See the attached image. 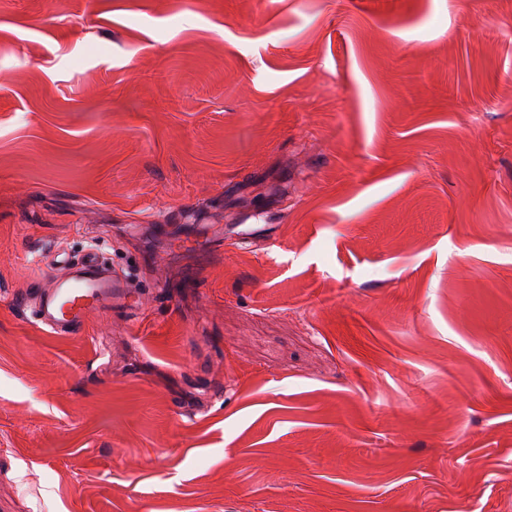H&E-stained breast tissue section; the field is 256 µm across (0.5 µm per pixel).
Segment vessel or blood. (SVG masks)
<instances>
[{
	"label": "vessel or blood",
	"mask_w": 512,
	"mask_h": 512,
	"mask_svg": "<svg viewBox=\"0 0 512 512\" xmlns=\"http://www.w3.org/2000/svg\"><path fill=\"white\" fill-rule=\"evenodd\" d=\"M45 280V287L30 296L29 309L54 335H71L94 312L121 309L134 316L139 311L126 277L93 249L72 261L65 276L49 274Z\"/></svg>",
	"instance_id": "obj_1"
}]
</instances>
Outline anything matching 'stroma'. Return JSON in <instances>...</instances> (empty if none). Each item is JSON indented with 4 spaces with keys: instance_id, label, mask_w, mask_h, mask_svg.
I'll list each match as a JSON object with an SVG mask.
<instances>
[{
    "instance_id": "stroma-1",
    "label": "stroma",
    "mask_w": 512,
    "mask_h": 512,
    "mask_svg": "<svg viewBox=\"0 0 512 512\" xmlns=\"http://www.w3.org/2000/svg\"><path fill=\"white\" fill-rule=\"evenodd\" d=\"M0 512H512V0H0ZM69 264L63 277L49 271L45 287L25 300L33 318L51 334L71 335L91 313L112 308L137 315L139 304L127 278L101 260L96 250H88Z\"/></svg>"
}]
</instances>
